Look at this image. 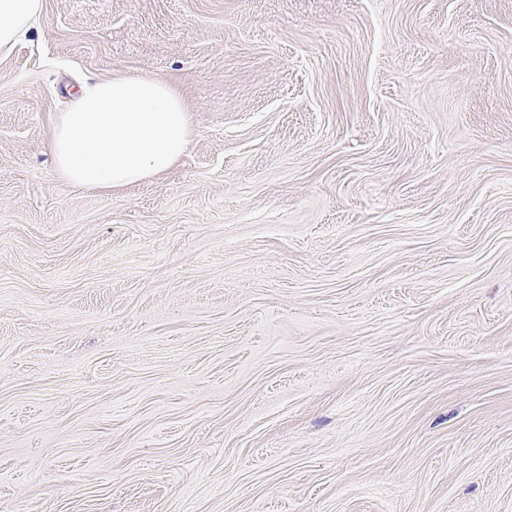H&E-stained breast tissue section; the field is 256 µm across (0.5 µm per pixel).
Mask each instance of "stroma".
<instances>
[{"label":"stroma","mask_w":512,"mask_h":512,"mask_svg":"<svg viewBox=\"0 0 512 512\" xmlns=\"http://www.w3.org/2000/svg\"><path fill=\"white\" fill-rule=\"evenodd\" d=\"M182 160L69 185L79 82ZM0 512H512V0H44L0 56ZM188 112L181 91L153 75L85 80L54 125L56 169L65 182L87 189L151 181L185 153Z\"/></svg>","instance_id":"1"}]
</instances>
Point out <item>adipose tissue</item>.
I'll return each mask as SVG.
<instances>
[{"label": "adipose tissue", "instance_id": "1", "mask_svg": "<svg viewBox=\"0 0 512 512\" xmlns=\"http://www.w3.org/2000/svg\"><path fill=\"white\" fill-rule=\"evenodd\" d=\"M43 0H0V54L29 42ZM190 117L181 91L149 74L81 83L50 142L61 178L87 189H122L157 178L184 154Z\"/></svg>", "mask_w": 512, "mask_h": 512}]
</instances>
